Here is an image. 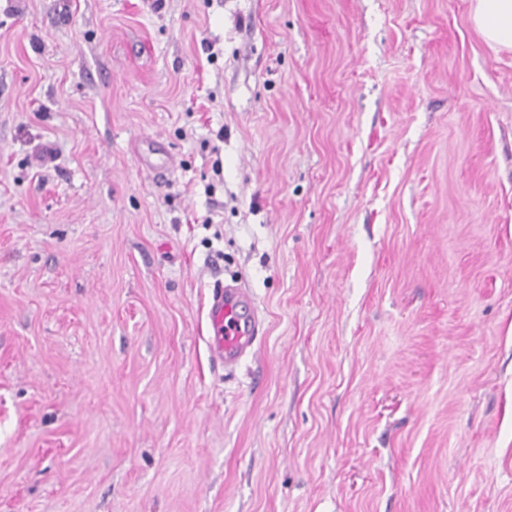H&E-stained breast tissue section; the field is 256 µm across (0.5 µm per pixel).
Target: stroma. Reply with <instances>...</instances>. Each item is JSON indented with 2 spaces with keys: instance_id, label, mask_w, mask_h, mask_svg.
<instances>
[{
  "instance_id": "stroma-1",
  "label": "stroma",
  "mask_w": 512,
  "mask_h": 512,
  "mask_svg": "<svg viewBox=\"0 0 512 512\" xmlns=\"http://www.w3.org/2000/svg\"><path fill=\"white\" fill-rule=\"evenodd\" d=\"M470 9L0 0V512H512V48ZM207 318L212 328L208 348L224 369H233L254 349L259 319L250 293L238 285H226L212 294Z\"/></svg>"
}]
</instances>
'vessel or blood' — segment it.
<instances>
[{
    "label": "vessel or blood",
    "instance_id": "vessel-or-blood-1",
    "mask_svg": "<svg viewBox=\"0 0 512 512\" xmlns=\"http://www.w3.org/2000/svg\"><path fill=\"white\" fill-rule=\"evenodd\" d=\"M207 318L212 328L208 348L215 361L231 369L254 349L259 319L250 293L236 285L212 294Z\"/></svg>",
    "mask_w": 512,
    "mask_h": 512
}]
</instances>
